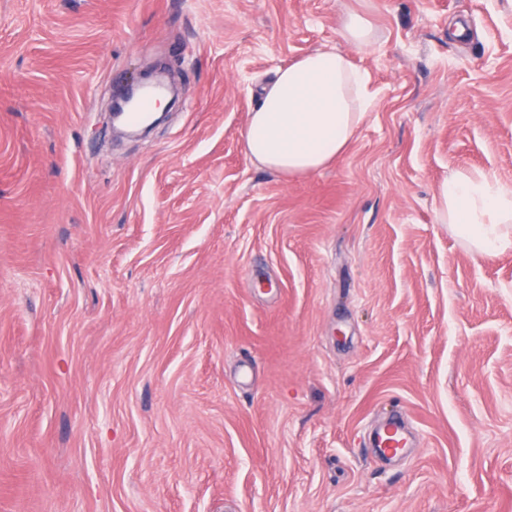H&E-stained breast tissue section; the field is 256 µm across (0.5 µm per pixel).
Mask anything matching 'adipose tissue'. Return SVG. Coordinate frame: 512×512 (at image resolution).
Returning a JSON list of instances; mask_svg holds the SVG:
<instances>
[{"instance_id": "adipose-tissue-1", "label": "adipose tissue", "mask_w": 512, "mask_h": 512, "mask_svg": "<svg viewBox=\"0 0 512 512\" xmlns=\"http://www.w3.org/2000/svg\"><path fill=\"white\" fill-rule=\"evenodd\" d=\"M367 110L363 76L333 49L311 52L278 71L249 114L243 140L254 163L284 175L333 162ZM440 219L471 253L512 250V190L462 168L439 187Z\"/></svg>"}]
</instances>
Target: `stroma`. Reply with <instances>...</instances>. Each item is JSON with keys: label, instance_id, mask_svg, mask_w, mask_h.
Listing matches in <instances>:
<instances>
[{"label": "stroma", "instance_id": "35a3bbf8", "mask_svg": "<svg viewBox=\"0 0 512 512\" xmlns=\"http://www.w3.org/2000/svg\"><path fill=\"white\" fill-rule=\"evenodd\" d=\"M319 49L366 115L259 167L250 112ZM157 64L179 103L113 140ZM460 168L512 189V0H0V512H512V251L439 221ZM344 40L355 46H370L374 43V32L370 22L359 13H348L341 26ZM157 73L155 76L156 77L155 81L150 86L144 87L142 89L130 87V88L126 89V91L124 93H122L119 97H117L113 101V104H111L110 115L112 116V112H114V114H113L114 117L119 118L123 112H126L127 110L132 108L138 101L141 94L144 91L148 90L149 88H153V89L160 88L161 90H165V91H173L168 84L164 85L162 83V80L160 78H158ZM375 443L383 456L392 457L400 454L407 447L404 424L393 416L380 427L375 435Z\"/></svg>", "mask_w": 512, "mask_h": 512}]
</instances>
